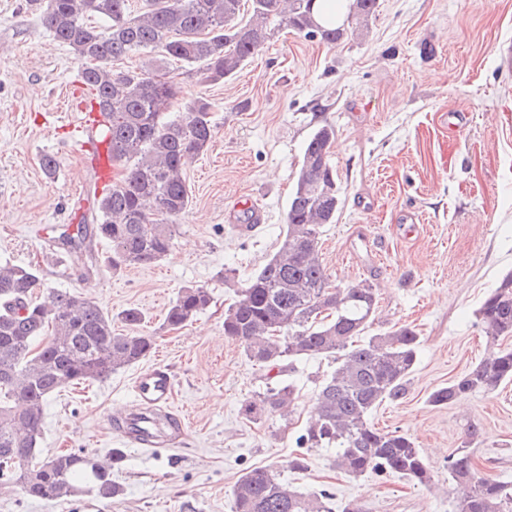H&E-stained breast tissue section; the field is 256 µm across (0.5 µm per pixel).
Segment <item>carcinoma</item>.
<instances>
[{
	"mask_svg": "<svg viewBox=\"0 0 512 512\" xmlns=\"http://www.w3.org/2000/svg\"><path fill=\"white\" fill-rule=\"evenodd\" d=\"M54 38L73 50L80 82L92 93L107 124L112 161L121 177L93 194L90 215L64 240L73 259L87 269L99 262L122 270L157 262L170 250L174 226L190 206L184 175L191 160L209 148L213 125L210 103L195 98L176 114V83H160L161 67L114 71V62L157 52L202 83L235 76L286 27L308 41L335 47L366 33L379 0H347L342 20L317 22L315 0H145L137 12L132 0H35ZM248 7L244 17L242 7ZM105 22V27L95 20ZM330 123L310 135L288 200L286 229L279 250L249 279L224 313V335L240 343L249 361L280 380L241 407L256 422L266 414L288 415L294 386L281 379L294 362L315 355L335 368L322 380L314 414L296 437L303 449L294 467L307 468L306 451L332 448L333 466L352 477L368 472L397 474L414 486L434 488L430 470L412 438L380 430L369 422L384 401L405 397L417 362L418 333L393 325L369 334L376 316L373 285L329 282L319 248L321 228L336 223L341 191L330 148ZM105 240L110 251L99 259L86 245ZM36 269L0 264V489L58 502L83 491L110 498L112 465L118 448L103 461L84 451L41 457L48 398L60 389L101 380L148 357L154 337L140 333L143 313L128 308L112 326V315L97 302L52 288L43 300ZM210 293L184 287L168 307L165 323L180 329L205 310ZM477 317L493 340L512 339V272L487 295ZM512 381V344L469 368L428 397L445 406L466 393H493ZM479 437L467 428L464 445L448 457L454 512H512V482L480 475L470 448ZM364 512L362 505L334 503L327 490L304 494L267 468L240 476L233 489V512Z\"/></svg>",
	"mask_w": 512,
	"mask_h": 512,
	"instance_id": "carcinoma-1",
	"label": "carcinoma"
}]
</instances>
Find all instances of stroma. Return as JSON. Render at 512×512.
<instances>
[{"label": "stroma", "instance_id": "35a3bbf8", "mask_svg": "<svg viewBox=\"0 0 512 512\" xmlns=\"http://www.w3.org/2000/svg\"><path fill=\"white\" fill-rule=\"evenodd\" d=\"M80 67L28 0H0V261L35 266L48 287L90 296L109 313L141 310L155 346L107 379L54 393L45 409L42 453L122 449L112 470L121 494L50 504L0 489V512H232L233 487L254 467L302 493L330 488L366 512H453L448 457L471 425L478 469L512 481V384L447 406L428 401L492 351L476 312L512 271V0H380L365 39L328 48L285 28L216 84L169 64L180 101H209L213 138L186 170L192 204L171 251L117 272H86L51 241L53 230L79 223L96 181L77 133L88 97ZM460 112L467 123L449 139L448 119ZM326 122L336 129L330 160L341 205L321 229L323 263L332 283L377 288L374 329L409 323L419 333L406 396L382 403L370 422L407 433L426 452L430 491L395 474L347 476L325 448L310 451L307 470L292 468L295 438L332 369L326 358L289 372L288 416L240 414L270 378L225 336L224 311L278 250L304 146ZM46 155L54 174L40 166ZM247 198L263 211L250 234L233 210ZM189 285L208 288L210 305L183 329H167V309ZM155 366L171 374V409L187 424L174 447L156 451L109 430L136 403L135 377Z\"/></svg>", "mask_w": 512, "mask_h": 512}]
</instances>
